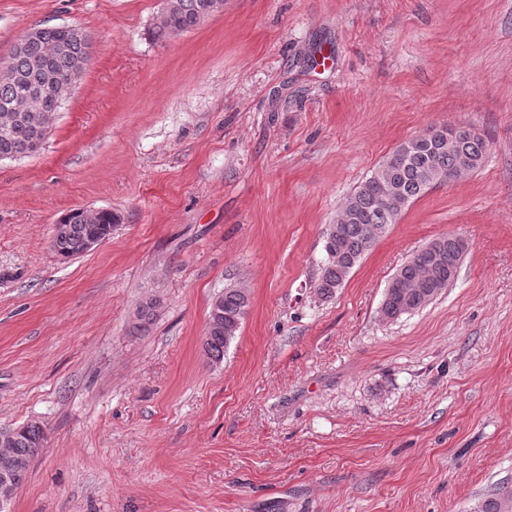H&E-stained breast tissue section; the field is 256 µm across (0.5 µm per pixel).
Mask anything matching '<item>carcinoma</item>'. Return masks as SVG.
Listing matches in <instances>:
<instances>
[{
	"label": "carcinoma",
	"instance_id": "cac0c4a2",
	"mask_svg": "<svg viewBox=\"0 0 512 512\" xmlns=\"http://www.w3.org/2000/svg\"><path fill=\"white\" fill-rule=\"evenodd\" d=\"M214 0H165V6L152 28L156 41H166L199 26L215 14ZM14 76L0 80V115H9L22 102L12 131L0 135V159L37 152L49 127L45 117L59 111L89 61L88 38L72 27L35 28L27 39L12 49ZM442 127L428 129L399 145L371 175L363 180L346 199L340 211L342 224L334 234L324 233V258L316 280V292L328 299L343 287L352 269L370 250L377 238L368 228H386L397 222L398 207H406L430 188L448 178L478 170L484 161L487 142L472 128L461 127L453 142L440 136ZM60 223L66 230L53 241L52 248L63 259L84 253V241L92 225L105 237L117 223L112 212L99 210L88 217L79 209L66 214ZM466 241L456 235L440 236L417 250L397 269L393 281L398 286L384 294L380 315L387 321L404 316L405 305L419 311L433 302L440 291L448 288V278L457 276L460 261L467 251ZM220 321L208 315L204 347L209 357L219 362L224 350L237 336L248 306L247 294L239 288H226L216 298ZM45 433L37 423L18 427L10 454L19 466L17 485L28 474L26 464L44 448ZM512 504V485L500 484L492 494L479 499L474 512H505Z\"/></svg>",
	"mask_w": 512,
	"mask_h": 512
}]
</instances>
